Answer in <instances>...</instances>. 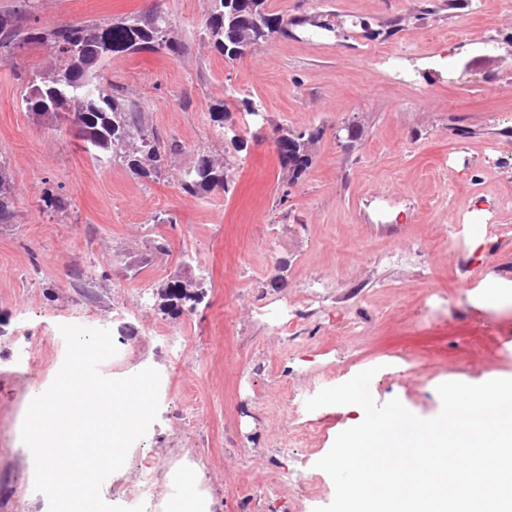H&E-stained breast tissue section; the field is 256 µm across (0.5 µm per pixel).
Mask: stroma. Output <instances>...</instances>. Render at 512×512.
<instances>
[{
    "instance_id": "obj_1",
    "label": "stroma",
    "mask_w": 512,
    "mask_h": 512,
    "mask_svg": "<svg viewBox=\"0 0 512 512\" xmlns=\"http://www.w3.org/2000/svg\"><path fill=\"white\" fill-rule=\"evenodd\" d=\"M285 17L318 15L326 43L302 29L236 61L198 40L204 0H38L40 26L110 22L159 9L185 52L114 56L103 79L135 103L146 126L179 141L158 176L100 162L64 124L21 105L36 45L0 61V161L16 189L13 223L0 224V512H46L31 487L34 461L21 426L66 354L60 328L110 330L117 347L104 376L159 371L163 416L102 485L105 501L167 512L182 472H194L212 512H303L334 497L316 461L359 424L355 405L282 411V389L312 392L377 368L373 398L399 399L421 418L441 410L438 385L512 378V211L498 237L464 233L456 250L437 236L454 195H492L512 166L484 168L488 142L512 132V21L500 0H268ZM465 44L450 67L433 63L449 33ZM406 51L414 86L391 80L368 51ZM257 101L264 122L230 105L244 140L227 190L190 196L178 178L198 149L218 144L210 108L228 95ZM353 126L356 139H337ZM319 132L312 164L295 183L280 175L278 130ZM464 148L477 174L448 165ZM64 197L42 208L44 193ZM386 196L398 222H373L364 202ZM430 253L390 265L393 248ZM482 266L486 286L470 287ZM203 291L194 308L163 312L173 279ZM442 290L444 312L428 310ZM291 303L286 327L262 308Z\"/></svg>"
}]
</instances>
